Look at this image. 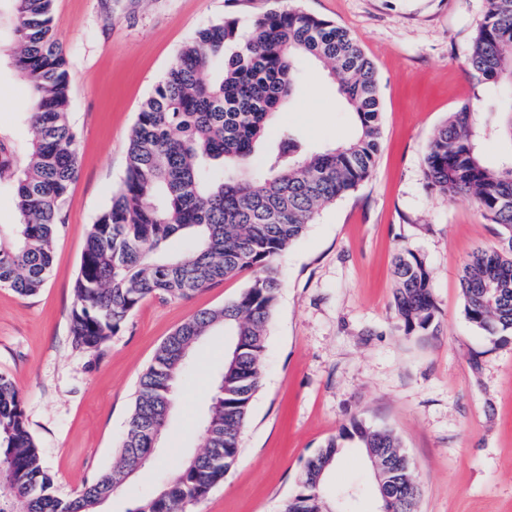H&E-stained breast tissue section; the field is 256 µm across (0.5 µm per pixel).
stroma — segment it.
<instances>
[{"mask_svg": "<svg viewBox=\"0 0 512 512\" xmlns=\"http://www.w3.org/2000/svg\"><path fill=\"white\" fill-rule=\"evenodd\" d=\"M275 7L333 21L358 41L380 82L381 148L371 177L323 209L277 259L281 288L240 456L193 512H285L306 461L354 419L401 438L419 512H512V341L494 344L467 320L459 286L466 260L497 238L471 197L442 196L423 172L431 136L473 96L466 61L486 0H54L79 168L43 288L29 297L0 288V374L21 394L57 492L72 495L111 468L138 379L161 341L248 287L245 271L187 300H148L103 355L71 346L85 236L124 179L142 103L198 30L223 19L244 29ZM294 67L300 80L276 125L311 149L349 138L352 116L337 83L310 58ZM27 96L1 60L0 127L21 143ZM404 249L424 258L433 279L440 327L422 339L402 333L394 307L392 261ZM223 364L219 329L195 355L150 467L101 512H132L143 490L203 447L210 385ZM350 485L373 490L374 475L347 447L326 490Z\"/></svg>", "mask_w": 512, "mask_h": 512, "instance_id": "obj_1", "label": "stroma"}]
</instances>
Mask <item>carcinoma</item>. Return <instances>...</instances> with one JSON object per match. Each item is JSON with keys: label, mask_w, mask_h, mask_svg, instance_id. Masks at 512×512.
Returning a JSON list of instances; mask_svg holds the SVG:
<instances>
[{"label": "carcinoma", "mask_w": 512, "mask_h": 512, "mask_svg": "<svg viewBox=\"0 0 512 512\" xmlns=\"http://www.w3.org/2000/svg\"><path fill=\"white\" fill-rule=\"evenodd\" d=\"M53 0H0V49L29 96L20 113L29 130L24 149L0 128V190L15 199L17 222L0 225V288L36 294L54 264V239L78 166L69 118L68 60L54 35ZM315 60L338 81L352 110L354 135L324 150L304 147L295 131L267 126L293 97L294 60ZM467 64L476 85L471 101L451 113L430 140L424 175L453 199L470 196L497 225V245L474 253L460 275L464 313L493 343L512 337V158L491 167L481 154L489 130L512 143V0H487ZM381 140L376 73L347 29L296 8L273 9L247 33L234 20L197 32L183 46L131 130L126 174L85 239L70 316L73 346L103 351L145 300H180L242 271L249 286L222 307L177 327L140 375L126 435L112 469L75 496L57 495L28 430L20 392L0 375V465L10 495L0 512H99L143 468L149 432L173 405L188 360L214 331L230 338L203 423L204 449L143 496L131 512H187L237 461L251 401L261 383V357L281 280L276 259L304 234L319 211L367 180ZM395 307L404 333L437 331L439 309L425 260L412 251L394 261ZM357 441L370 465L400 466V512H418V484L399 436L360 420L310 458L286 512H358L356 494H324L342 449Z\"/></svg>", "instance_id": "obj_1"}]
</instances>
